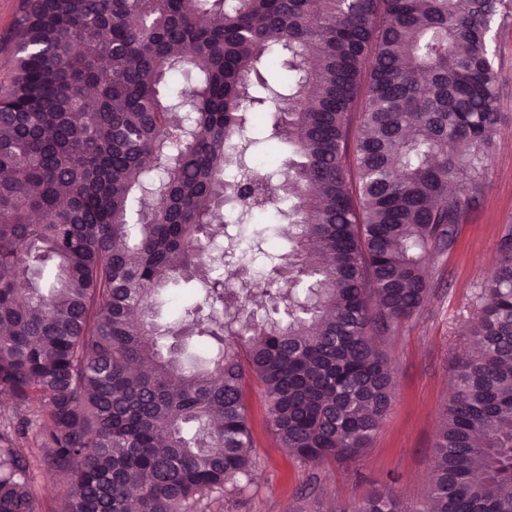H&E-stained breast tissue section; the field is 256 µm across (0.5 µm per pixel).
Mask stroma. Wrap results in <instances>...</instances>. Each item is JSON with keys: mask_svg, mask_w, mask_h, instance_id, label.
Listing matches in <instances>:
<instances>
[{"mask_svg": "<svg viewBox=\"0 0 512 512\" xmlns=\"http://www.w3.org/2000/svg\"><path fill=\"white\" fill-rule=\"evenodd\" d=\"M496 43L502 109L510 118L498 129L483 193L460 224L454 248L431 265L427 303L384 341L395 394L371 447L363 456L333 468L300 464L270 433L260 387L248 382L252 454L258 464L255 482L246 497L217 500L211 512H287L311 475L317 478L323 512L374 490L395 492L411 507L422 502L434 436L452 392L453 357L478 305L479 288L496 262L501 235L512 225V21L498 28Z\"/></svg>", "mask_w": 512, "mask_h": 512, "instance_id": "stroma-1", "label": "stroma"}]
</instances>
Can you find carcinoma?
Listing matches in <instances>:
<instances>
[{
  "label": "carcinoma",
  "mask_w": 512,
  "mask_h": 512,
  "mask_svg": "<svg viewBox=\"0 0 512 512\" xmlns=\"http://www.w3.org/2000/svg\"><path fill=\"white\" fill-rule=\"evenodd\" d=\"M512 0H20L0 86V512H208L245 384L302 464L370 448L504 119ZM360 132L352 134V127ZM292 229L266 248L268 221ZM415 512H512V228ZM196 300L163 324L164 294ZM336 512H408L372 492ZM499 71L503 85L502 112L512 114V21L496 31ZM34 473L36 512H60L61 501L57 495V478L39 465L35 467Z\"/></svg>",
  "instance_id": "carcinoma-1"
}]
</instances>
